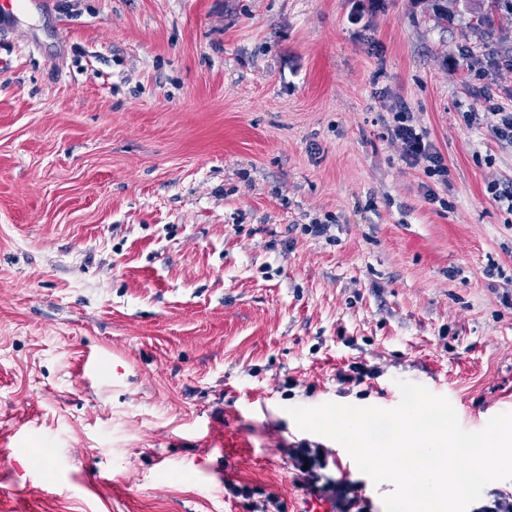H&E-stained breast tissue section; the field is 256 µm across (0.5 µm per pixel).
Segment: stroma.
I'll list each match as a JSON object with an SVG mask.
<instances>
[{"label":"stroma","instance_id":"35a3bbf8","mask_svg":"<svg viewBox=\"0 0 512 512\" xmlns=\"http://www.w3.org/2000/svg\"><path fill=\"white\" fill-rule=\"evenodd\" d=\"M488 0H28L0 18V512H302L288 407L512 412V13ZM359 23H350L353 13ZM444 156L441 203L385 127ZM330 220L327 235L304 227ZM372 369L340 384V372ZM493 112H487L496 118L491 130L495 138L502 144L512 146V110L503 106L494 107Z\"/></svg>","mask_w":512,"mask_h":512}]
</instances>
